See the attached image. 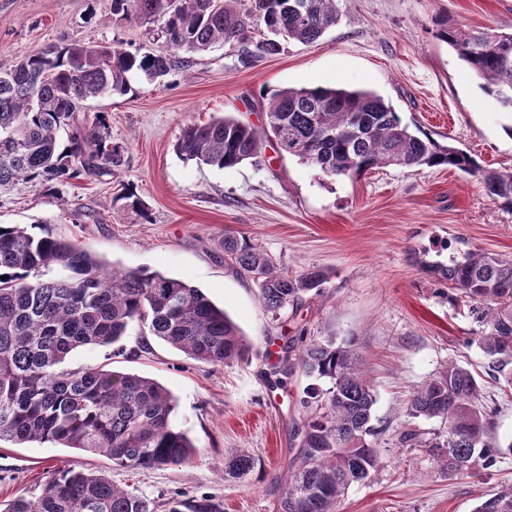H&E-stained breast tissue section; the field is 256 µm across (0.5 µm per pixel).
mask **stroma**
<instances>
[{
    "instance_id": "stroma-1",
    "label": "stroma",
    "mask_w": 512,
    "mask_h": 512,
    "mask_svg": "<svg viewBox=\"0 0 512 512\" xmlns=\"http://www.w3.org/2000/svg\"><path fill=\"white\" fill-rule=\"evenodd\" d=\"M339 9V22L317 42L287 43L275 56L218 44L181 54L180 66L157 80L130 76V91L88 103L89 113H106L121 147L110 174L0 192V224L32 225L118 267L200 288L252 346L245 360L226 364L189 359L153 337L143 346L134 335L120 354L76 349L70 366L135 373L167 388L197 455L187 466L134 471L103 455L1 441V505L34 496L52 471L71 468L104 472L159 502V512L201 497L221 512H279L309 383L292 359L304 342L326 336L361 355L382 429L380 469L352 485L337 512H474L482 496L512 485V455L491 471L451 477L426 453L398 445L410 426L427 438L442 431L440 420H409L406 407L413 389L451 361L477 376L481 403L496 411V437L512 441V398L488 375L474 341L479 327L451 300L441 273L470 253L512 258V211L494 204L476 177L445 167L332 177L268 141L262 162L232 169L187 162L174 150L194 121L226 116L262 126V91L341 87L374 91L411 130L512 171V112L483 92L437 35L441 19L512 33V0H341ZM147 29L140 19L113 20L111 0H0V63L73 42L161 49ZM125 186L143 211L117 201ZM228 232L289 274L322 271L320 292L267 312L257 285L224 259ZM239 448L262 467L233 480L224 456Z\"/></svg>"
}]
</instances>
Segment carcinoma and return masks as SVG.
I'll return each mask as SVG.
<instances>
[{"label":"carcinoma","instance_id":"obj_1","mask_svg":"<svg viewBox=\"0 0 512 512\" xmlns=\"http://www.w3.org/2000/svg\"><path fill=\"white\" fill-rule=\"evenodd\" d=\"M134 15L159 25L164 47L69 43L36 50L0 71V189L18 182L67 183L112 171L120 149L105 113L89 120L87 102L128 91L127 75L153 81L177 66V50L205 51L221 43L276 55L282 42L310 44L339 19L337 0H112V16ZM267 36L253 41L252 31ZM439 36L482 90L512 111V34L440 25ZM266 128L230 118L185 127L174 145L185 161L219 169L257 161L261 139L288 140L287 155L327 176L360 175L384 166H446L474 176L487 196L512 210V171L482 166L451 145L421 137L392 106L369 91L282 88L262 96ZM67 144L60 146L59 133ZM224 257L259 286L264 308L278 314L325 281L319 270L300 275L274 266L246 238L224 235ZM61 274L53 276L51 272ZM451 298L468 307L480 327L479 348L504 389L512 391V259L472 253L444 270ZM135 334L152 336L208 363L249 355L237 325L199 288L144 269H121L72 242L21 225H0V441L24 447L50 443L102 454L127 469L188 464L195 445L175 422L176 400L158 382L134 374L71 368L67 358L84 346L107 347ZM315 379L300 406L307 414L288 463L280 512H334L354 483L380 465L372 424L373 386L359 355L336 339H313L297 355ZM327 381L322 389L318 382ZM471 371L448 363L410 394L407 415L439 418L446 433L424 440L401 432L404 448H424L453 476L493 468L512 455V442L492 436L494 421L479 403ZM262 467L246 450L224 457V475L243 479ZM158 505L112 484L100 472H54L32 498L19 496L0 512H157ZM220 512L209 498L189 499L169 512ZM475 512H512V485L482 501Z\"/></svg>","mask_w":512,"mask_h":512}]
</instances>
